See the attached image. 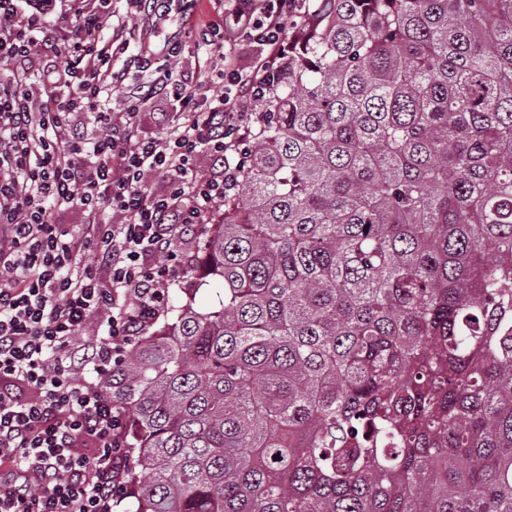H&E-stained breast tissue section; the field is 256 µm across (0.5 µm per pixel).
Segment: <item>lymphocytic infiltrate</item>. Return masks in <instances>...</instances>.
I'll return each mask as SVG.
<instances>
[{"label": "lymphocytic infiltrate", "mask_w": 512, "mask_h": 512, "mask_svg": "<svg viewBox=\"0 0 512 512\" xmlns=\"http://www.w3.org/2000/svg\"><path fill=\"white\" fill-rule=\"evenodd\" d=\"M199 2L127 0L167 32L135 55L156 77L117 113L128 72L112 60L132 29L113 23L112 0H0V512H112L124 423L102 381L188 274L175 239L203 232L235 190L311 0H224L220 23ZM152 100L172 103L176 138L143 133ZM94 317L99 335L83 338Z\"/></svg>", "instance_id": "1"}]
</instances>
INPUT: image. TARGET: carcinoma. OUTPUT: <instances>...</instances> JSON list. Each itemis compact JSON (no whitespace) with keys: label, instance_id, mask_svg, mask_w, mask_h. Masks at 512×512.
I'll return each mask as SVG.
<instances>
[{"label":"carcinoma","instance_id":"1","mask_svg":"<svg viewBox=\"0 0 512 512\" xmlns=\"http://www.w3.org/2000/svg\"><path fill=\"white\" fill-rule=\"evenodd\" d=\"M198 272L112 365L133 512H512V0H324Z\"/></svg>","mask_w":512,"mask_h":512}]
</instances>
